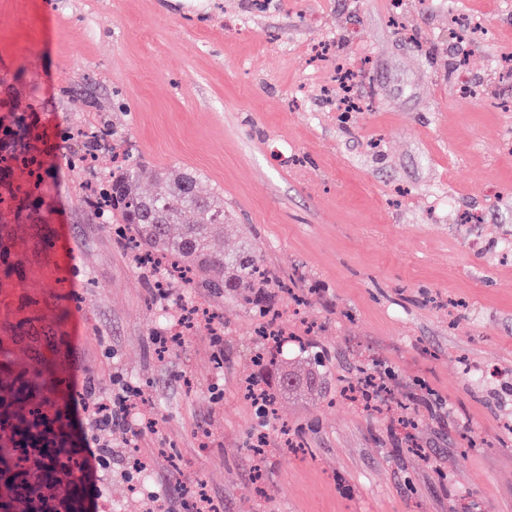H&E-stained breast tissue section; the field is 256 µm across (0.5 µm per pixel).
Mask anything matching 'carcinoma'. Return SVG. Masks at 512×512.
Here are the masks:
<instances>
[{
    "label": "carcinoma",
    "instance_id": "cac0c4a2",
    "mask_svg": "<svg viewBox=\"0 0 512 512\" xmlns=\"http://www.w3.org/2000/svg\"><path fill=\"white\" fill-rule=\"evenodd\" d=\"M16 160L14 149L0 147V191L8 192L6 196L0 194V259L11 253L6 229L20 223L27 207L26 198L3 183L10 163ZM147 174L154 183L149 193L141 188ZM199 181L200 174L187 168H163L148 173L141 163L130 162L109 173L93 191L90 207L101 223L113 225L114 232L132 251L149 259L147 266L172 268L190 288H205L215 294L233 288L238 298L263 314L267 289L288 292L290 286L261 264L257 249L249 242L231 256L215 251L214 243L224 236L229 215L224 210V196L217 191L201 193ZM40 321L37 310L31 309L8 323L10 336L17 341H45L53 329L41 326ZM7 358L8 351L0 341V421L22 431L44 411L54 409L60 431H66L68 418L57 406L60 393L56 362L43 359L31 373V379L16 386L6 371ZM316 386L317 379L312 374L301 378L286 373L280 381V387L290 391L310 393ZM78 465L79 460L66 448L65 438H60L55 455L49 457L53 480L43 483L30 475L29 461L22 449L0 445V512H40L44 501L67 512L70 502L55 499L50 489L71 482Z\"/></svg>",
    "mask_w": 512,
    "mask_h": 512
}]
</instances>
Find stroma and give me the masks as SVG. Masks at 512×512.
I'll use <instances>...</instances> for the list:
<instances>
[{"label": "stroma", "instance_id": "1", "mask_svg": "<svg viewBox=\"0 0 512 512\" xmlns=\"http://www.w3.org/2000/svg\"><path fill=\"white\" fill-rule=\"evenodd\" d=\"M489 32L460 44L447 10L404 0H0V122L50 173L11 226L0 322L33 308L56 327L62 375L81 367L112 411L107 470L82 512H171L202 489L220 512H512V0H455ZM238 25L225 29L224 20ZM367 103L341 120L317 43ZM472 80L460 92L452 64ZM108 120L89 146L80 130ZM75 132L61 158L59 136ZM185 167L221 190L231 220L301 288L299 321L260 343L251 306L137 268L87 197L123 159ZM480 210V224L459 223ZM55 242L42 248L40 238ZM320 359L314 398L259 414L245 387ZM385 387L364 408L343 392Z\"/></svg>", "mask_w": 512, "mask_h": 512}]
</instances>
